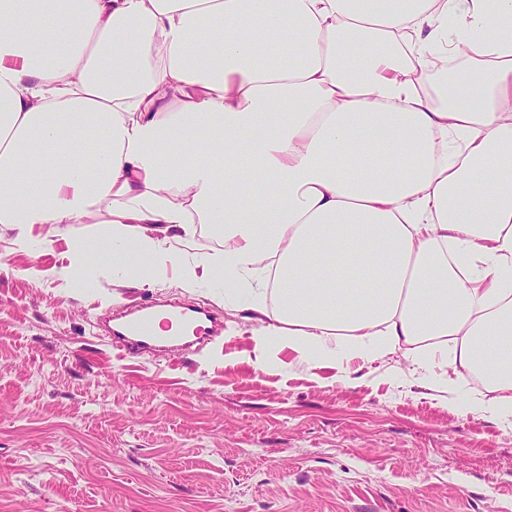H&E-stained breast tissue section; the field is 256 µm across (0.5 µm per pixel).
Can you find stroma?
I'll return each instance as SVG.
<instances>
[{
    "instance_id": "1",
    "label": "stroma",
    "mask_w": 512,
    "mask_h": 512,
    "mask_svg": "<svg viewBox=\"0 0 512 512\" xmlns=\"http://www.w3.org/2000/svg\"><path fill=\"white\" fill-rule=\"evenodd\" d=\"M0 231V512H512V429L442 400L400 353L310 371L245 357L223 289L27 276L68 247L13 252ZM176 301L219 314L199 351L129 354L107 308Z\"/></svg>"
}]
</instances>
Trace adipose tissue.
Wrapping results in <instances>:
<instances>
[{
  "label": "adipose tissue",
  "mask_w": 512,
  "mask_h": 512,
  "mask_svg": "<svg viewBox=\"0 0 512 512\" xmlns=\"http://www.w3.org/2000/svg\"><path fill=\"white\" fill-rule=\"evenodd\" d=\"M0 225L68 284L230 274L254 370L400 350L510 421L512 0H0Z\"/></svg>",
  "instance_id": "obj_1"
}]
</instances>
